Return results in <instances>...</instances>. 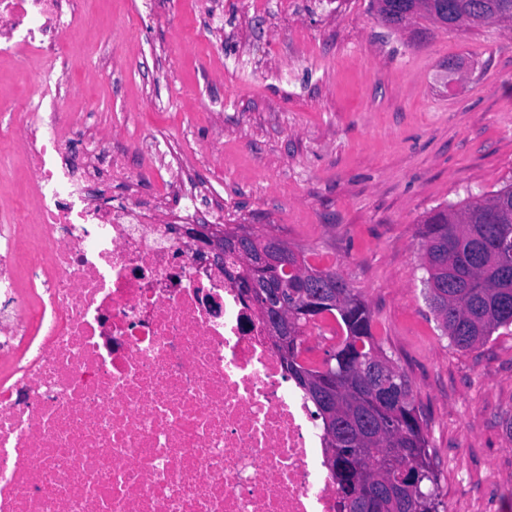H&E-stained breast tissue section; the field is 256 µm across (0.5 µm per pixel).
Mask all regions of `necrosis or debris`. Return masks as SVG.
<instances>
[{
	"label": "necrosis or debris",
	"instance_id": "necrosis-or-debris-1",
	"mask_svg": "<svg viewBox=\"0 0 512 512\" xmlns=\"http://www.w3.org/2000/svg\"><path fill=\"white\" fill-rule=\"evenodd\" d=\"M85 0H0L32 97L0 132V512H337L323 437L264 325L173 223L113 186L187 160L152 140L131 172L68 108Z\"/></svg>",
	"mask_w": 512,
	"mask_h": 512
}]
</instances>
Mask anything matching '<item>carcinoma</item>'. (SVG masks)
I'll list each match as a JSON object with an SVG mask.
<instances>
[{
	"label": "carcinoma",
	"mask_w": 512,
	"mask_h": 512,
	"mask_svg": "<svg viewBox=\"0 0 512 512\" xmlns=\"http://www.w3.org/2000/svg\"><path fill=\"white\" fill-rule=\"evenodd\" d=\"M372 6L380 21L394 29L419 16L448 28L512 26V0H372ZM421 239L431 309L456 347L475 348L512 326V260L504 259L512 249V181L484 197L437 207L424 220ZM224 259L234 265L230 280L238 295L255 286L261 289L248 298L258 310L277 301L280 281L298 293L311 291L297 269L254 267L233 248L224 249ZM323 273L335 280L336 294L321 297L320 309L311 317L290 321L293 361L282 368L316 407L326 436H336L340 456L359 461L351 472L336 473L345 496L352 498L351 512H360L367 493L373 495L376 512H438L437 476L414 401L395 408L376 392L380 379L401 390L411 389L410 381L375 341L367 303L335 270ZM326 314L351 350L344 366L334 352L319 367L301 361L308 326ZM402 468L412 479L400 483Z\"/></svg>",
	"instance_id": "cac0c4a2"
}]
</instances>
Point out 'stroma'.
<instances>
[{"instance_id":"stroma-1","label":"stroma","mask_w":512,"mask_h":512,"mask_svg":"<svg viewBox=\"0 0 512 512\" xmlns=\"http://www.w3.org/2000/svg\"><path fill=\"white\" fill-rule=\"evenodd\" d=\"M89 0L96 22L71 37L79 68L71 109L97 102L89 125L114 130L112 149L137 166L153 133L193 160L229 226L273 235L335 267L368 304L373 333L409 378L450 512H512L485 487L512 484V332L462 350L426 299L420 224L434 208L512 179V28H431L422 38L381 24L370 0H306L294 14L231 0L223 38L196 39L212 18L202 0ZM116 51L146 54L119 76L87 84L103 32ZM223 82L212 80L216 62ZM463 80L448 86V62ZM219 99L223 111L211 112Z\"/></svg>"}]
</instances>
